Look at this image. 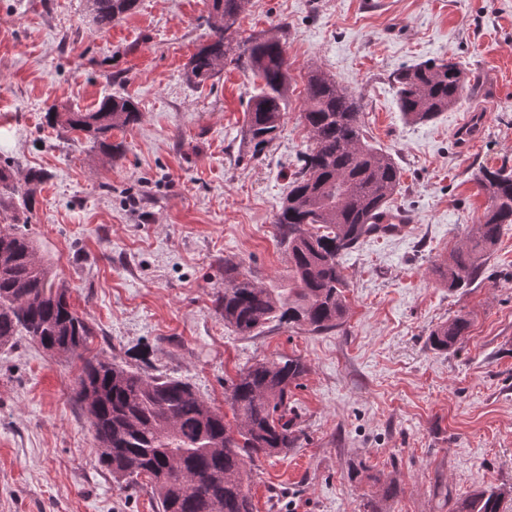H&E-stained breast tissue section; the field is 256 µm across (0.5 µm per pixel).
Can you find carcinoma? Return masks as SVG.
Listing matches in <instances>:
<instances>
[{
  "instance_id": "cac0c4a2",
  "label": "carcinoma",
  "mask_w": 512,
  "mask_h": 512,
  "mask_svg": "<svg viewBox=\"0 0 512 512\" xmlns=\"http://www.w3.org/2000/svg\"><path fill=\"white\" fill-rule=\"evenodd\" d=\"M138 0H93L99 30L130 14ZM244 0H209L207 22L214 38L190 59L184 77L200 86L225 65L248 73L254 93L247 102L244 141L259 153L277 138L291 90L290 65L277 36L238 38ZM397 105L414 122L432 120L454 107L465 88L459 64L439 60L406 66L395 78ZM361 97L320 69L308 73L301 120L310 144L288 182L275 224L287 243L294 287L279 291L255 281L242 263L224 258V294L216 307L224 325L251 336L273 321L325 331L346 316L342 257L395 217L391 200L401 183L393 155L371 143L361 121ZM141 112L132 99L103 96L92 112H69L63 126L82 132L110 155L122 144L112 130L135 125ZM44 173L30 170L16 182L0 168V187L19 198L24 212L0 208V349L26 337L54 357L81 360L73 398L86 415L97 443V464L127 488L146 481L159 512H254L247 465L254 457L288 452L298 446L290 388L299 386L305 363L290 356L261 360L242 369L226 392L235 424L201 398L190 383L149 375L122 361L90 353L94 329L70 303L69 288L56 279L48 259L21 225L31 221L29 203ZM487 197L468 245L436 266L450 289L465 288L480 272L481 259L495 249L502 229L512 225V172L479 171ZM469 321L458 315L431 331L430 345L450 350L461 344ZM508 492L478 490L456 501L452 512H504Z\"/></svg>"
}]
</instances>
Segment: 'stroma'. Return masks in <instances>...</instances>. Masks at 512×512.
<instances>
[{"instance_id": "1", "label": "stroma", "mask_w": 512, "mask_h": 512, "mask_svg": "<svg viewBox=\"0 0 512 512\" xmlns=\"http://www.w3.org/2000/svg\"><path fill=\"white\" fill-rule=\"evenodd\" d=\"M91 0H0V161L45 178L26 231L88 318L92 352L189 381L216 407L224 382L259 359L300 357L292 398L304 436L256 457L255 512H451L481 488L512 489V226L470 287L435 274L478 223L482 168L512 169V0H245L242 36L280 33L292 77L280 135L260 154L241 139L252 79L226 66L205 85L184 70L213 33L208 0H138L105 31ZM454 59L492 73L428 122L406 119L394 73ZM362 98L374 145L394 156L402 234L364 238L343 258L347 314L335 329L269 323L237 335L216 312L224 259L292 288L274 216L309 143L300 113L310 68ZM135 100L139 124L108 157L84 134L45 124L47 107ZM457 349H431L457 315ZM81 362L26 338L0 350V512H157L96 463L72 398ZM469 321L465 316L458 315L431 331L428 338L430 345L437 350H450L461 344L467 336Z\"/></svg>"}]
</instances>
